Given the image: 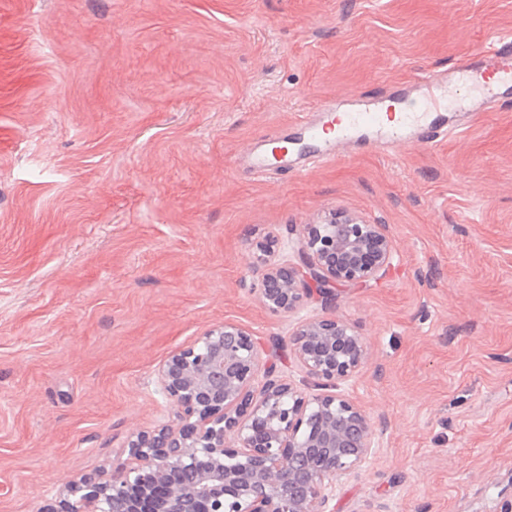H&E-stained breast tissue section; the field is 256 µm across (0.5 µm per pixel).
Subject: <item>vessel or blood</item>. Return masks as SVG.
<instances>
[{
  "instance_id": "1",
  "label": "vessel or blood",
  "mask_w": 512,
  "mask_h": 512,
  "mask_svg": "<svg viewBox=\"0 0 512 512\" xmlns=\"http://www.w3.org/2000/svg\"><path fill=\"white\" fill-rule=\"evenodd\" d=\"M511 105L512 37L499 35L448 69L419 73L411 83L380 89L343 108L323 102L299 115L294 126L302 145L332 161L367 139L390 152L413 144L430 149L449 133L443 112L473 120ZM246 151L262 169L285 160L264 138L250 142Z\"/></svg>"
}]
</instances>
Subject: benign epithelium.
I'll list each match as a JSON object with an SVG mask.
<instances>
[{
    "mask_svg": "<svg viewBox=\"0 0 512 512\" xmlns=\"http://www.w3.org/2000/svg\"><path fill=\"white\" fill-rule=\"evenodd\" d=\"M258 248L260 302L285 315L315 291L379 279L395 257L385 225L347 211L305 225L297 263L279 256L274 236ZM290 344L320 392L276 376L248 328L210 325L155 373L172 422L129 433L119 446L127 455L120 474L70 481L42 512H331L336 488L381 447L371 417L338 391L368 350L340 315L299 320Z\"/></svg>",
    "mask_w": 512,
    "mask_h": 512,
    "instance_id": "benign-epithelium-1",
    "label": "benign epithelium"
}]
</instances>
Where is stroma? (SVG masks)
<instances>
[{
	"instance_id": "1",
	"label": "stroma",
	"mask_w": 512,
	"mask_h": 512,
	"mask_svg": "<svg viewBox=\"0 0 512 512\" xmlns=\"http://www.w3.org/2000/svg\"><path fill=\"white\" fill-rule=\"evenodd\" d=\"M512 0H0V512L112 472L168 421L159 363L230 320L289 355L256 244L295 259L336 209L386 225L391 269L314 297L367 364L341 390L384 425L334 512H494L512 474V110L396 157L262 171L251 140L300 113L440 71Z\"/></svg>"
}]
</instances>
